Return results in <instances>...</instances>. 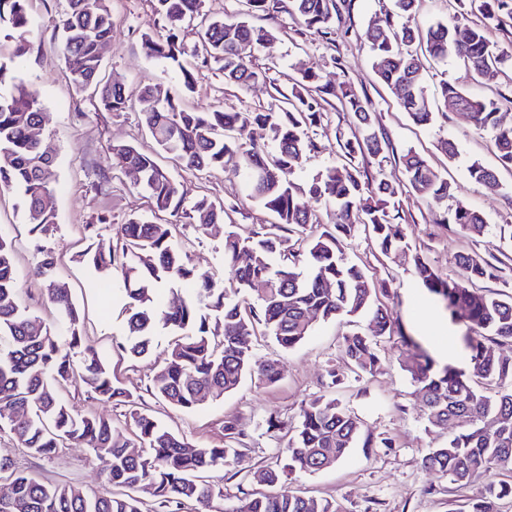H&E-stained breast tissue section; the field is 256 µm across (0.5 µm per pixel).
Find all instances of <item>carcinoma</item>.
Here are the masks:
<instances>
[{
	"label": "carcinoma",
	"mask_w": 512,
	"mask_h": 512,
	"mask_svg": "<svg viewBox=\"0 0 512 512\" xmlns=\"http://www.w3.org/2000/svg\"><path fill=\"white\" fill-rule=\"evenodd\" d=\"M27 2L0 0V34L13 42V61L32 49ZM241 2L245 18L224 19L203 14V0H154L165 34L144 33L142 46L147 58L170 63L179 88L141 86L140 122L158 150L171 155L184 171L210 173L224 167V155L235 154L246 196L272 221L266 229L234 224L224 232V265L233 270L231 288L219 279L195 278L177 240L176 224L137 219L120 224L115 228L122 241L119 250L97 232V224L108 223L107 217L87 225L96 241L78 253L79 259L100 274L112 275L127 299L119 349L140 357L156 337L171 336L151 392L173 408L190 411L199 404L202 390L221 399L252 375L268 385L280 380L278 361H253L251 341L257 333L291 349L310 335L315 317L328 321L367 314L370 332L347 334L343 349L355 371L372 375L381 367L376 339L393 334V316L379 300L390 283L373 279L345 254V242L362 228L373 235L384 257L410 258L416 278L465 328L461 339L475 371L501 387L493 395L482 393L462 369L436 365L418 342L398 331L415 350L404 369L417 384L428 423L452 430L448 443L432 449L425 464L460 485L480 479L495 466L511 465L512 360L502 357L498 346L512 343V295L489 296L443 276L426 257L411 252L397 223L403 191L416 194L435 211L451 195L448 179L412 151L400 158L406 178L402 188L381 172L371 175L356 164L359 157L384 158L388 142L374 128L367 99L346 84L339 102L362 135L340 141L338 162L302 185L295 183L293 174L316 149L306 130L322 118L317 96L336 95L319 85L314 71L294 80L282 100L254 112H205L184 105L183 96L194 83L181 60L185 50L179 33L197 18L204 60L221 64L225 83L244 90L267 80V72L240 58L238 48L243 43L269 48L276 41L274 27L256 25L249 18H274L278 0ZM469 6L480 14L478 20L438 21L426 28L374 23L365 32L366 41L377 76L415 124H432L437 103L451 100L465 125L492 133L499 165L511 170L512 125L501 122L495 100L475 97L446 80L431 99L424 86L425 64L431 61L452 58L476 82L490 84L512 60V41L488 37L491 28L512 24V0H469ZM288 13L304 30L326 37L336 35L335 23L341 19L337 0H288ZM112 28L108 0H68L54 24L74 85L97 89L100 106L109 113L132 105L124 86L99 80L102 49ZM7 83L10 89L0 90V189L18 192L29 232L46 235L57 224L56 161L33 134L43 120L42 103L12 66L0 61V87ZM108 167L138 170L140 186L156 213L185 215L205 233L224 226L229 217L228 207L204 196L184 210L179 183L154 153L128 143L113 144ZM468 175L477 184L498 183L497 170L478 161L468 167ZM311 200L324 205L328 221L310 208ZM435 223L449 224L465 237L480 236L486 229L482 214L464 203L436 214ZM244 254L250 260L241 265ZM456 261L473 281L502 278L501 267L475 253H462ZM54 268V256L45 253L29 270V276L43 282L55 311V321L48 322L19 302L20 274L12 240L0 232V420H7L0 432L8 431L44 459L67 446L89 448L107 482L124 493L90 496L77 486L20 472L12 459L0 455V480L11 487L10 496L0 497V512H142L147 500L157 512H341L332 500L290 490L260 493L240 507L213 508L215 500L224 499V491L205 480L204 473L224 465L227 449L193 445L143 410L139 397L89 343L70 289L55 277ZM183 285L191 291L178 304H155L158 291L173 292ZM251 296L259 306L249 302ZM76 381L94 400L127 407L125 424L101 414L78 413L52 392ZM359 441L364 448L373 446L346 403L333 396L315 398L301 411L285 448L286 463L268 471L267 482L273 485L293 472L333 467ZM137 447L140 452L132 454ZM508 496L512 484H490L470 512H498L497 501Z\"/></svg>",
	"instance_id": "obj_1"
}]
</instances>
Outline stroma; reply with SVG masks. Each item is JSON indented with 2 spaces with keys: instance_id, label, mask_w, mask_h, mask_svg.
Segmentation results:
<instances>
[{
  "instance_id": "stroma-1",
  "label": "stroma",
  "mask_w": 512,
  "mask_h": 512,
  "mask_svg": "<svg viewBox=\"0 0 512 512\" xmlns=\"http://www.w3.org/2000/svg\"><path fill=\"white\" fill-rule=\"evenodd\" d=\"M337 2L341 20L331 42L321 34L301 32L293 16L279 12V35L274 45L245 51L247 61L267 68L270 81L245 91L226 84L218 64L205 63L197 57L198 34L195 29H184L181 38L187 49L185 60L195 78L189 105L202 111L252 110L271 103L277 93L289 92L292 79L306 70L316 71L321 84L331 88L351 84L366 95L376 129L389 143L384 161L365 159L368 172L381 169L393 182L404 183L399 157L407 150H415L447 176L453 187L452 202L465 203L485 218V234L464 239L448 226L435 223L431 211L415 196L403 194L402 224L411 248L426 255L444 276L462 284L467 283L469 274L456 261L459 252L497 258L504 268L502 279L484 281L481 287L489 294H512V243L499 233L500 225H512V172L501 171L499 182L493 187L474 183L467 172L475 160L497 166L492 135L472 131L451 107L438 115L432 125H415L378 79L364 40L373 23L402 25L403 19L394 12L392 0ZM66 8L67 0H31L33 48L15 64L16 74L37 92L42 102L41 136L55 149L58 179V221L53 232L40 239L29 233L15 194L0 191V231L11 238L16 265L24 276L23 306L44 319L53 318L52 307L42 297L41 283L27 276L42 251L53 252L56 275L69 286L90 343L108 359L128 389L142 394L144 405L157 420L190 442L206 446L228 444L224 426L234 422L244 433L243 443L229 453L222 468L211 474L212 481L223 487L226 501L237 503L256 493L270 492L265 474L283 466L289 430L298 421L302 407L324 394V374L330 365L339 379L337 397L360 419L363 434L371 435L375 445L352 448L334 467L293 473L282 479L281 488L336 501L343 512H469L471 503L480 498L487 484L512 482V469L496 467L483 479L458 486L424 466V457L444 445L450 431L428 425L425 406L409 373L401 367L408 349L396 335L382 339L378 345L381 370L373 375L357 374L342 348L346 326L318 319L312 334L293 349H283L269 336L255 341V361H279L282 379L277 384L268 386L248 379L222 399L202 398L190 412L176 410L148 394L151 379L165 356L167 337H157L154 348L144 356L133 358L122 352L118 343L124 326L125 300L105 279L79 263L76 255L89 244L86 227L98 224V216L108 218L106 224H98L100 234L106 237L113 235L115 225L129 218H151V202L132 175L111 172L101 191L94 190L92 184L99 171L106 168L112 144L129 143L145 151L154 150L155 145L140 124L138 108L103 112L93 91L80 92L74 87L54 33V21ZM109 8L113 31L103 49L102 82L121 83L133 95L145 82L175 86L172 70L165 63L147 60L142 49V33L161 28L151 0H110ZM443 80L497 99L504 122L512 123V62L502 67L496 82L488 87L472 82L455 60L434 63L427 76L428 91H435ZM321 107L323 119L309 131L316 148L304 168L293 176L299 184L338 161L337 134L350 137L356 132L337 98L327 97ZM448 139L458 146V154L452 160L440 149L441 142ZM158 161L172 170L187 201L206 196L234 205V223H269V215L245 197L234 173L235 157H225L223 168L203 179L178 169L168 155H159ZM178 224L179 239L196 275L230 279L231 272L224 265L223 234L203 233L185 218L179 219ZM346 252L374 278L391 281L382 302L405 333L427 347L433 356L444 353L449 362L469 368L460 324L419 284L409 261L386 259L372 236L362 231L349 241ZM271 416L278 417L279 430H268L266 421ZM0 455L12 457L21 470L79 486L91 494L110 489L98 461L86 448H63L53 459H43L31 455L8 434L0 433Z\"/></svg>"
}]
</instances>
